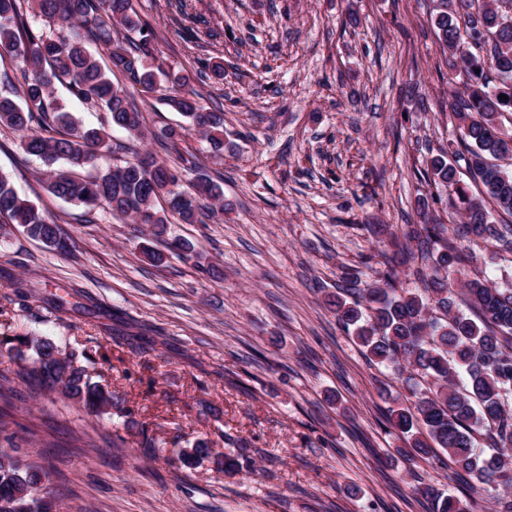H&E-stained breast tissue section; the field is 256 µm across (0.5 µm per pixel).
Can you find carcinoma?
<instances>
[{
	"mask_svg": "<svg viewBox=\"0 0 512 512\" xmlns=\"http://www.w3.org/2000/svg\"><path fill=\"white\" fill-rule=\"evenodd\" d=\"M508 18L512 0H435L431 15L448 70L466 76V83L449 104L459 135L449 140L448 150L427 160L419 176L448 191V204L471 234L468 244L450 238L447 225L426 219L408 235L416 248L402 251L403 263L420 264L422 287H399L397 271L388 265L366 287L340 288L327 301L368 360L389 370L406 392L405 401L386 414L407 443L398 452L414 458L441 448L459 471L486 486L494 512H512V283L469 279L465 266L485 243L512 255V224L493 220L495 212L512 217V168L503 164L512 158V131L500 122L512 112ZM87 39L109 46V65L87 50ZM154 39L132 0H0V58L21 64L19 89L0 94V127L20 133L23 151L41 159L49 193L90 213L104 206L113 217L156 236L171 216L202 224L224 212L221 184L200 175L185 188L183 168L138 149L121 165L76 175L112 152L113 127L138 143H175L185 135L182 126L152 130L125 86L113 81L116 69L186 118L214 152H223L224 113L201 104L189 75L151 63ZM62 81L72 96L103 114L100 126L86 127L66 110L54 92ZM502 94L508 99H500ZM460 166L481 183L485 198L469 194L457 176ZM0 215L49 247H68L59 225L20 198L3 175ZM368 230L378 254L396 246L388 225ZM8 344L19 364L14 372L0 373V512H56L48 475L17 454V434L9 431L12 424L20 426L12 414V383L59 392L95 416L112 414L122 400L94 380L95 362L84 348L63 350L34 336H15ZM210 456L221 471L242 469L238 458L212 454L204 439L183 451L180 461ZM422 493L432 512H473L468 500L432 487Z\"/></svg>",
	"mask_w": 512,
	"mask_h": 512,
	"instance_id": "obj_1",
	"label": "carcinoma"
}]
</instances>
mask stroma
I'll return each mask as SVG.
<instances>
[{
    "mask_svg": "<svg viewBox=\"0 0 512 512\" xmlns=\"http://www.w3.org/2000/svg\"><path fill=\"white\" fill-rule=\"evenodd\" d=\"M134 0L155 54L189 74L204 104L224 111V155L187 132L175 148L187 178H220L227 208L204 224L171 222L141 252L140 227L49 194L43 165L0 128V174L68 237L61 253L17 224L0 225L1 336H45L111 358L109 390L124 410L90 417L55 393L22 389L20 446L50 474L61 512H430V483L471 497L447 457L397 455L381 422L383 367L362 355L326 304L351 274L371 281L368 227L403 236L420 210L460 222L444 188L417 180L447 148L458 88L430 20L432 0ZM212 29L213 40L193 33ZM223 60L224 80H200ZM195 250L175 255V240ZM63 301L60 311L49 310ZM135 324L156 341L116 354ZM151 369H144V362ZM218 411L205 420L206 404ZM182 432L150 455L141 422ZM123 443L113 445L114 435ZM240 456L227 475L211 459L177 464L195 439Z\"/></svg>",
    "mask_w": 512,
    "mask_h": 512,
    "instance_id": "stroma-1",
    "label": "stroma"
}]
</instances>
